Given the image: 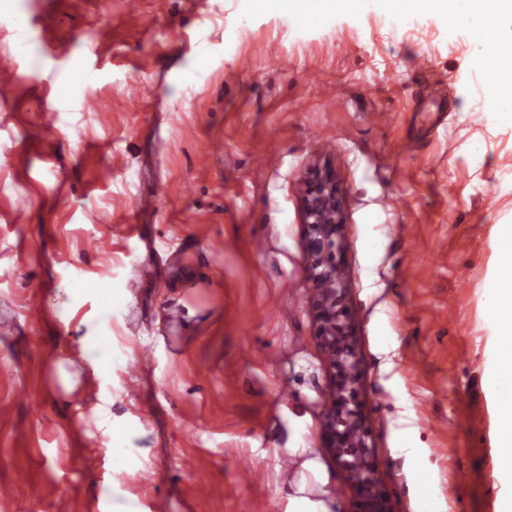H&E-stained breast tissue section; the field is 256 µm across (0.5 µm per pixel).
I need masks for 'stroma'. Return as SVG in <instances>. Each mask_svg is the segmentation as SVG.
<instances>
[{
  "label": "stroma",
  "instance_id": "1",
  "mask_svg": "<svg viewBox=\"0 0 512 512\" xmlns=\"http://www.w3.org/2000/svg\"><path fill=\"white\" fill-rule=\"evenodd\" d=\"M470 50L444 17L338 10L300 32L237 0H0L18 76L0 101V512H290L301 483L355 512L325 444L303 217L325 172L376 490L388 512H418V478L446 512H501L481 285L512 220V131L477 102Z\"/></svg>",
  "mask_w": 512,
  "mask_h": 512
}]
</instances>
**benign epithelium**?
I'll use <instances>...</instances> for the list:
<instances>
[{
  "instance_id": "benign-epithelium-1",
  "label": "benign epithelium",
  "mask_w": 512,
  "mask_h": 512,
  "mask_svg": "<svg viewBox=\"0 0 512 512\" xmlns=\"http://www.w3.org/2000/svg\"><path fill=\"white\" fill-rule=\"evenodd\" d=\"M304 223L309 225L307 249L311 257L313 280L318 285L324 280L336 283V287L322 294L319 300L317 336L330 352H338L352 361L354 356L347 348L343 328L338 323L337 306L344 285L336 265V252L341 249L342 243L336 185L327 174L318 176L308 188L304 199ZM351 402L349 397L331 395L324 424L327 447L333 450L338 460L341 459V449H358L359 461L349 467V470L359 487L369 489L375 482L370 460L372 451L366 444L364 428L358 414L347 408V404ZM339 406L344 407L341 431L336 430V408Z\"/></svg>"
}]
</instances>
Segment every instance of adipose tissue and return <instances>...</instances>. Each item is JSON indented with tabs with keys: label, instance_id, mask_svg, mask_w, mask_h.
Here are the masks:
<instances>
[{
	"label": "adipose tissue",
	"instance_id": "ef3b65f1",
	"mask_svg": "<svg viewBox=\"0 0 512 512\" xmlns=\"http://www.w3.org/2000/svg\"><path fill=\"white\" fill-rule=\"evenodd\" d=\"M389 11L406 22L447 15L450 24L476 43L469 57L471 74L480 78L482 100L491 107L495 127L512 129V74L506 60L485 44L489 26L512 30V4L506 0H386ZM496 267L482 284L483 318L495 330L512 335V225H500L492 242Z\"/></svg>",
	"mask_w": 512,
	"mask_h": 512
}]
</instances>
